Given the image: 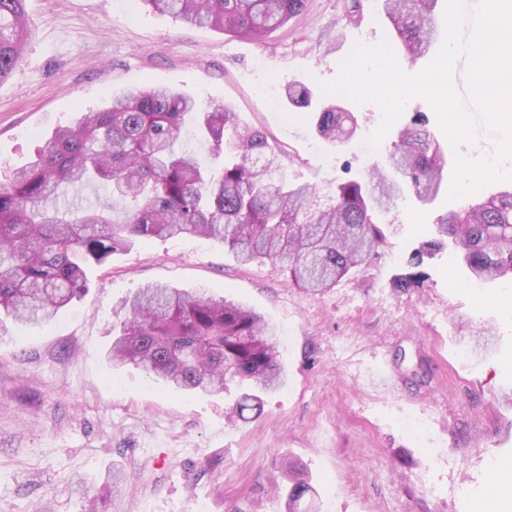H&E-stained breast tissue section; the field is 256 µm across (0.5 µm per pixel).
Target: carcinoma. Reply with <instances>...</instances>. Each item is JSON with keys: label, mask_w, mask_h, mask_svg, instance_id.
<instances>
[{"label": "carcinoma", "mask_w": 512, "mask_h": 512, "mask_svg": "<svg viewBox=\"0 0 512 512\" xmlns=\"http://www.w3.org/2000/svg\"><path fill=\"white\" fill-rule=\"evenodd\" d=\"M180 21L226 36L262 40L301 13L304 0H148ZM397 46L412 60L438 37V0H381ZM28 37L25 0H0V82L18 65ZM288 103L317 114L319 135L342 145L353 136L352 112L318 103L300 82L286 85ZM445 155L420 112L401 127L385 157L356 179L336 183L330 203L318 188L290 185L282 152L267 135L239 125L219 100L200 108L164 87L111 96L57 129L38 158L0 186V312L46 321L87 290L89 270L138 238L206 237L242 264L281 261L306 291H326L367 263L385 242L390 213L408 197L438 195ZM107 185V200L62 209L70 189ZM437 233L413 249L412 271L398 288L423 282L425 259L451 248L481 284L512 275V188L439 217ZM128 317L112 341V360L131 363L170 388L210 394L227 379L251 383L239 415L260 410V394L283 380L274 327L251 308L199 292L148 285L128 300ZM312 487L295 479L288 512Z\"/></svg>", "instance_id": "1"}]
</instances>
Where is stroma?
<instances>
[{
	"mask_svg": "<svg viewBox=\"0 0 512 512\" xmlns=\"http://www.w3.org/2000/svg\"><path fill=\"white\" fill-rule=\"evenodd\" d=\"M30 37L0 82V184L56 128L109 94L166 86L234 106L284 156V177L317 185L370 165L373 104L349 103L337 147L292 80L319 90L355 43L394 41L379 0H305L256 42L192 27L147 0H26ZM399 202L375 255L335 288L293 286L282 263L241 265L204 237L139 240L95 268L87 291L43 324L0 331V512H287V465L317 490L304 512H512V278L485 288L457 258L395 287L409 250L452 210ZM203 289L274 324L284 385L261 412L231 417L242 388L179 393L108 359L139 288Z\"/></svg>",
	"mask_w": 512,
	"mask_h": 512,
	"instance_id": "obj_1",
	"label": "stroma"
}]
</instances>
